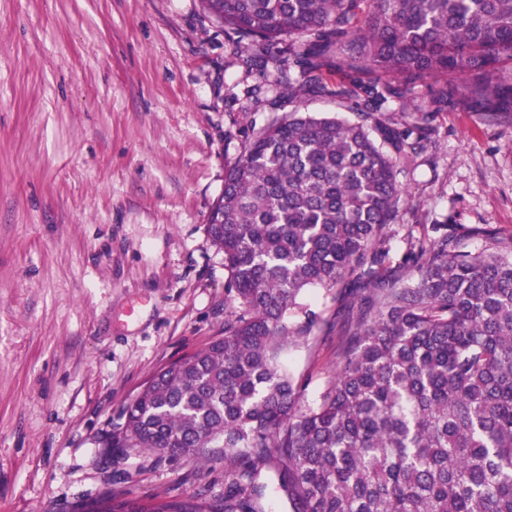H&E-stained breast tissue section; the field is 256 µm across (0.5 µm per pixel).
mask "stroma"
<instances>
[{
  "instance_id": "35a3bbf8",
  "label": "stroma",
  "mask_w": 512,
  "mask_h": 512,
  "mask_svg": "<svg viewBox=\"0 0 512 512\" xmlns=\"http://www.w3.org/2000/svg\"><path fill=\"white\" fill-rule=\"evenodd\" d=\"M200 0H0V512L224 492V463L104 441L169 363L224 334L206 224L228 159L273 117ZM403 221L512 251V122L438 114ZM278 360L313 399L340 363L345 298ZM130 468L132 481L105 483Z\"/></svg>"
}]
</instances>
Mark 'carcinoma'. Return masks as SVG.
Segmentation results:
<instances>
[{
  "label": "carcinoma",
  "mask_w": 512,
  "mask_h": 512,
  "mask_svg": "<svg viewBox=\"0 0 512 512\" xmlns=\"http://www.w3.org/2000/svg\"><path fill=\"white\" fill-rule=\"evenodd\" d=\"M254 104L351 101L358 120L297 111L230 164L207 235L224 253V337L157 372L109 448L224 461V495L143 502L107 491L75 512H512V253H462L409 227L390 264L407 174L429 129L389 125L415 89L426 116H512V0H201ZM336 73V82L325 74ZM353 295L342 365L309 404L279 346L317 314L309 288Z\"/></svg>",
  "instance_id": "carcinoma-1"
}]
</instances>
